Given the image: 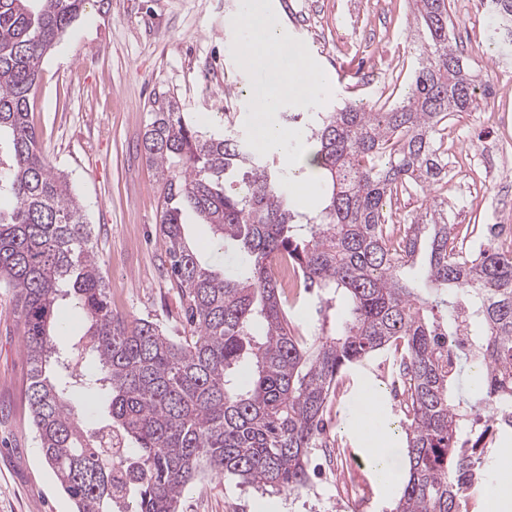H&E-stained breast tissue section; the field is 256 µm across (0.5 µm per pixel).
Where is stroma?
<instances>
[{"mask_svg": "<svg viewBox=\"0 0 512 512\" xmlns=\"http://www.w3.org/2000/svg\"><path fill=\"white\" fill-rule=\"evenodd\" d=\"M241 0H91L44 59L31 120L52 166L64 170L94 228V247L109 286L112 309L152 318L181 335L182 311L165 275L157 231L163 188L142 152L151 114L174 98L203 131L232 125L243 132L251 92L231 54V18ZM272 0L279 31L303 41L325 71L332 101L387 102L396 78L414 65L407 0ZM452 37L459 52L478 57L494 85L482 116L452 119L444 132L457 162L498 144L496 112L512 83V57L490 41L493 25L476 0H451ZM448 217L465 228L475 217L511 224L512 209L495 212L448 191ZM208 267L223 272L241 262L210 225L188 224ZM12 289L0 288V512H76L45 463L26 398L29 367ZM377 361L349 373L325 412L328 439L362 456L351 427L356 396L376 381ZM179 512H352L343 502L306 492L266 496L230 476L205 473L192 481Z\"/></svg>", "mask_w": 512, "mask_h": 512, "instance_id": "obj_1", "label": "stroma"}]
</instances>
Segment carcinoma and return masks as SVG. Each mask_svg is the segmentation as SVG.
Here are the masks:
<instances>
[{
  "mask_svg": "<svg viewBox=\"0 0 512 512\" xmlns=\"http://www.w3.org/2000/svg\"><path fill=\"white\" fill-rule=\"evenodd\" d=\"M412 3L425 39L397 103L285 116L309 130L328 186L312 216L289 208L281 179L293 173L276 155L230 129L199 131L175 100L154 111L142 145L163 184L159 235L186 321L184 335L170 336L157 321L113 313L83 206L29 120L43 60L86 0H0V201H12L0 207V283L17 296L39 448L76 512H177L205 471L263 494L308 488L338 377L379 355L408 375L397 425L407 472L391 512H469L463 490L476 458L491 470L497 438L512 431L494 416L512 410V251L493 244L496 224L476 251L449 246L441 131L476 111L492 84L454 48L448 0ZM486 4L511 46L512 0ZM410 190L420 211L395 238L383 210ZM187 209L237 248L235 270L201 264L184 235ZM277 259L299 274L319 326L336 310L333 334L306 337L292 325ZM420 259L417 287L403 273ZM67 296L89 326L63 361L53 336ZM461 308L471 355L452 365L443 345ZM89 354L98 366L86 374ZM50 366L60 373L47 375ZM466 369L473 388L463 396ZM91 396L108 403L122 450L105 453L101 432L85 431Z\"/></svg>",
  "mask_w": 512,
  "mask_h": 512,
  "instance_id": "1",
  "label": "carcinoma"
}]
</instances>
